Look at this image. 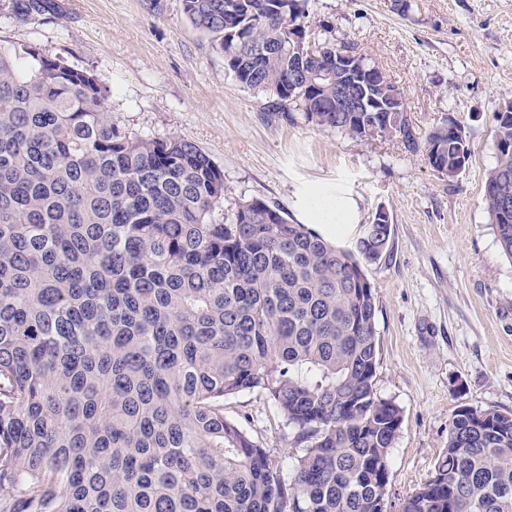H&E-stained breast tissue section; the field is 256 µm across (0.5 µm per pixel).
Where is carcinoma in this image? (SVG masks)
I'll return each mask as SVG.
<instances>
[{"label":"carcinoma","instance_id":"cac0c4a2","mask_svg":"<svg viewBox=\"0 0 512 512\" xmlns=\"http://www.w3.org/2000/svg\"><path fill=\"white\" fill-rule=\"evenodd\" d=\"M182 9L268 111L397 138L449 178L469 160L446 123L420 139L405 110L336 111V81L315 79L336 43L301 61L308 0ZM360 61L371 106L403 94ZM111 96L94 69L0 41V512H386L402 409L376 392L365 270L390 224L345 249L275 202L226 210L205 151L121 129ZM495 138L484 203L512 259V114ZM254 391L302 447L287 475L224 416ZM399 512H512V413L458 408Z\"/></svg>","mask_w":512,"mask_h":512}]
</instances>
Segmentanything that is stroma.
<instances>
[{
  "label": "stroma",
  "mask_w": 512,
  "mask_h": 512,
  "mask_svg": "<svg viewBox=\"0 0 512 512\" xmlns=\"http://www.w3.org/2000/svg\"><path fill=\"white\" fill-rule=\"evenodd\" d=\"M28 15L0 0V40L32 44L92 68L112 90V117L147 138L179 137L224 171L225 207L279 203L341 247L385 210L389 256L368 266L379 336L376 390L403 423L391 452L387 512L434 474L461 406L512 412V260L483 194L496 163L499 105L512 101V0H309L316 36L355 43L404 93L417 136L443 121L471 158L448 178L401 141L357 140L268 112L224 72V58L186 20L182 0H55ZM342 201L348 228L315 220L312 191ZM283 469L298 450L263 395L225 399Z\"/></svg>",
  "instance_id": "1"
}]
</instances>
